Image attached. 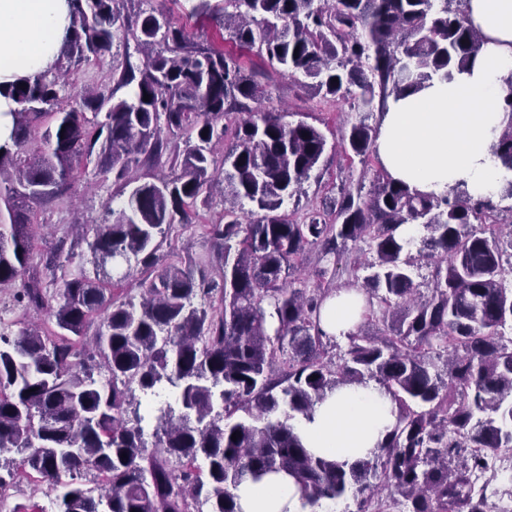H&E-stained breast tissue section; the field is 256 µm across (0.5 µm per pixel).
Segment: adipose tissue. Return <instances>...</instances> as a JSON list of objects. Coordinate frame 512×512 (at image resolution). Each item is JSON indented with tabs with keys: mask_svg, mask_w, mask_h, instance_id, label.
<instances>
[{
	"mask_svg": "<svg viewBox=\"0 0 512 512\" xmlns=\"http://www.w3.org/2000/svg\"><path fill=\"white\" fill-rule=\"evenodd\" d=\"M465 10L483 40L472 69L389 99L376 141L388 176L425 195L462 183L472 195L493 196L512 174L493 154L511 119L500 101L512 89V0H467ZM69 27V0H0V84L53 68ZM361 305L353 291L327 299L322 329L332 336L354 330ZM391 410L377 384L347 385L298 428L313 453L354 459L378 448L394 422ZM237 495L242 512H300L296 487L282 473L244 483Z\"/></svg>",
	"mask_w": 512,
	"mask_h": 512,
	"instance_id": "obj_1",
	"label": "adipose tissue"
}]
</instances>
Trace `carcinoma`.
<instances>
[{
	"instance_id": "cac0c4a2",
	"label": "carcinoma",
	"mask_w": 512,
	"mask_h": 512,
	"mask_svg": "<svg viewBox=\"0 0 512 512\" xmlns=\"http://www.w3.org/2000/svg\"><path fill=\"white\" fill-rule=\"evenodd\" d=\"M72 2L55 69L24 88L0 86L17 104L0 142V289L11 288L0 304V494L24 475L62 487L61 512H241L242 482L283 472L302 512L372 487L386 493L366 497L375 512H492L470 477L486 454L512 448V226L497 224L498 205L461 184L414 193L381 170L368 198L343 190L332 219L311 210L292 220L279 209L320 162L321 130L250 111L217 159L228 132L218 120L249 111L262 94L257 74L231 49L195 46L153 9L136 14L143 62L126 54L113 67L118 86L131 87L125 97L64 94L60 79L110 53L120 20L116 0ZM195 10L223 18L222 41L368 110L467 70L482 45L464 0H198ZM504 111L493 155L512 170V92ZM164 128L186 132L173 175L129 176L133 162L161 164ZM377 137L361 121L342 141L364 163ZM90 164L100 179L123 181L127 203H107L104 223L80 225L31 265L29 202L69 197ZM219 169L224 194L254 203L257 218L226 209L204 225L201 260L160 266L163 244L209 204L204 189ZM404 224L423 232L415 254L397 234ZM351 242L366 243L372 260L355 285L362 323L335 362L320 328L331 289L293 288L285 273L311 247L329 261ZM83 244L92 276L66 265ZM424 258L433 270L418 298ZM138 267L153 274L140 301L113 294ZM18 308L56 329L18 326ZM378 312L390 334L375 338L363 327ZM372 380L396 408L378 451L352 461L311 454L296 422L336 389Z\"/></svg>"
}]
</instances>
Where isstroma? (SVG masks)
Here are the masks:
<instances>
[{"mask_svg":"<svg viewBox=\"0 0 512 512\" xmlns=\"http://www.w3.org/2000/svg\"><path fill=\"white\" fill-rule=\"evenodd\" d=\"M195 3L196 0H150L152 8L184 27L194 44L206 47L215 43L220 20L215 17L206 26H199L189 16ZM240 62L245 69H258L263 73V94L257 103L258 108L266 112L286 113L288 121L291 122L306 121L319 128L327 138V150L319 165L303 182L300 193L285 200L281 207L282 212L299 218L309 210L331 206L341 188H357L362 176V166L359 161L350 160L349 156L337 148L339 131L342 126L361 121L371 127H378L380 110L364 112L351 106L347 99L325 98L301 88L287 75L282 74L279 67L255 56H242ZM88 86L115 91L120 97L125 94L124 89L118 88L112 77L111 56L93 59L71 69L68 92L77 95ZM119 193L118 183L100 182L88 171L77 175L75 193L70 198L52 203L33 202L31 208L35 213V220L42 224L43 229L34 242L32 262H40L69 224L99 223L105 203ZM206 193L209 197L208 206L191 213L189 227L164 244V263L183 267L189 259L208 252L209 243L204 227L215 222L224 212L223 177H216L208 185ZM366 257L365 246L360 243L349 247L334 265L326 267L319 262L316 249L310 248L306 250L301 264L295 268L292 276L310 288L320 286L334 290L344 289L361 281L364 272L360 264Z\"/></svg>","mask_w":512,"mask_h":512,"instance_id":"35a3bbf8","label":"stroma"}]
</instances>
